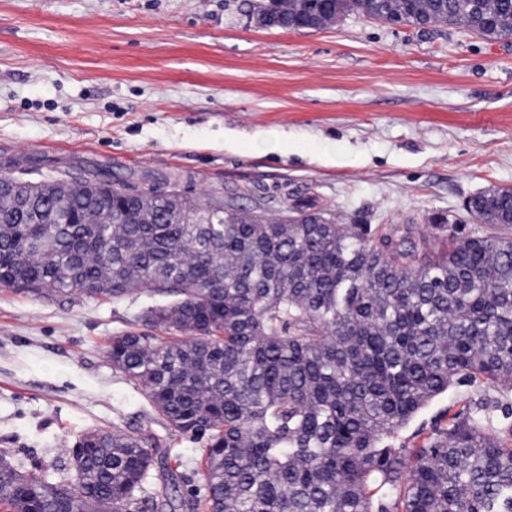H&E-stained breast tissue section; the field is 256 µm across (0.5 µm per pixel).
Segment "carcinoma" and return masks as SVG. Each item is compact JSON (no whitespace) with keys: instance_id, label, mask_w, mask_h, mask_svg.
<instances>
[{"instance_id":"1","label":"carcinoma","mask_w":512,"mask_h":512,"mask_svg":"<svg viewBox=\"0 0 512 512\" xmlns=\"http://www.w3.org/2000/svg\"><path fill=\"white\" fill-rule=\"evenodd\" d=\"M270 2L278 29L357 15L512 40V0ZM85 173L0 200V287L169 298L144 320L170 337L127 331L108 354L201 444L205 494L149 495L178 474L115 428L51 473L1 456L0 512H512V423L491 400L463 395L412 446L390 442L451 389L512 385V188L471 198L467 234L433 225L435 251L410 224H340L310 200L248 211L236 189L186 195L181 172L145 173L146 191Z\"/></svg>"}]
</instances>
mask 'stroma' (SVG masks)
<instances>
[{
  "label": "stroma",
  "mask_w": 512,
  "mask_h": 512,
  "mask_svg": "<svg viewBox=\"0 0 512 512\" xmlns=\"http://www.w3.org/2000/svg\"><path fill=\"white\" fill-rule=\"evenodd\" d=\"M255 2L0 0V173L98 166L137 187L179 170L196 196L309 197L346 224L426 233L472 224L469 198L512 188V41L355 15L260 29ZM152 302L0 288V454L30 471L116 427L184 475L179 495H203L199 443L108 357Z\"/></svg>",
  "instance_id": "stroma-1"
}]
</instances>
